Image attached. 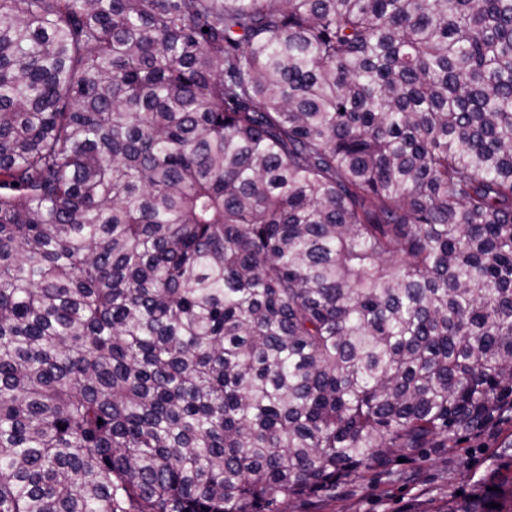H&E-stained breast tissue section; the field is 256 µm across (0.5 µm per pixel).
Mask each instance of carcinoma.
Masks as SVG:
<instances>
[{
  "label": "carcinoma",
  "mask_w": 512,
  "mask_h": 512,
  "mask_svg": "<svg viewBox=\"0 0 512 512\" xmlns=\"http://www.w3.org/2000/svg\"><path fill=\"white\" fill-rule=\"evenodd\" d=\"M510 411L512 0H0V512H284Z\"/></svg>",
  "instance_id": "cac0c4a2"
}]
</instances>
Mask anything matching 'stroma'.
<instances>
[{"label":"stroma","mask_w":512,"mask_h":512,"mask_svg":"<svg viewBox=\"0 0 512 512\" xmlns=\"http://www.w3.org/2000/svg\"><path fill=\"white\" fill-rule=\"evenodd\" d=\"M512 477V422L463 437L453 448H431L365 472L335 497L286 512H441L448 499L477 494Z\"/></svg>","instance_id":"stroma-1"}]
</instances>
